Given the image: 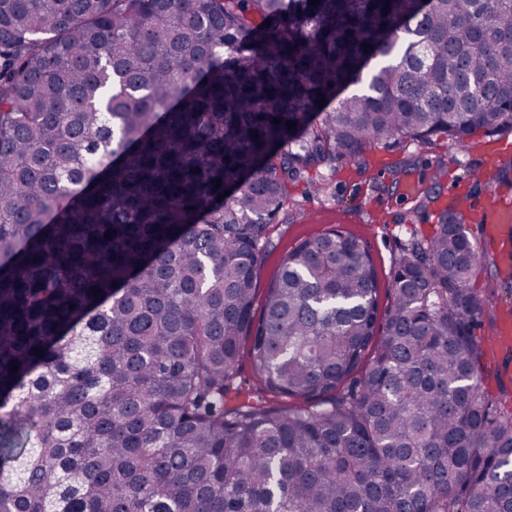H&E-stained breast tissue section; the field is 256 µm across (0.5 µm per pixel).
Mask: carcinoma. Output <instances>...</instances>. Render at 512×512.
Returning <instances> with one entry per match:
<instances>
[{"label": "carcinoma", "instance_id": "cac0c4a2", "mask_svg": "<svg viewBox=\"0 0 512 512\" xmlns=\"http://www.w3.org/2000/svg\"><path fill=\"white\" fill-rule=\"evenodd\" d=\"M309 2L0 0V512H512L457 204L384 310L332 229L253 313L308 168L512 128V0ZM230 397L231 403L262 400L279 407H290L297 404V401L292 398L272 395L265 390L261 380L252 369L247 349H244L238 362V369L232 380Z\"/></svg>", "mask_w": 512, "mask_h": 512}]
</instances>
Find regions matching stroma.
<instances>
[{
    "instance_id": "stroma-1",
    "label": "stroma",
    "mask_w": 512,
    "mask_h": 512,
    "mask_svg": "<svg viewBox=\"0 0 512 512\" xmlns=\"http://www.w3.org/2000/svg\"><path fill=\"white\" fill-rule=\"evenodd\" d=\"M447 165L449 185L442 190L450 199L454 189L467 190L479 200L495 191L512 199V175L502 176V167H512V129L477 132L470 147L460 150L446 138H434L419 146L400 139L388 140L368 149L362 157H346L328 165L309 169L307 179L288 183L284 206L269 224L267 242L257 282L265 290L282 259L303 240L331 229H338L363 240L371 254L379 283V304L389 303L388 288L394 261L410 234L428 235L434 230V213H419L412 222L399 225L396 215L413 209V196L401 193L381 195L375 188L378 168H409L408 180L418 183L428 179L436 160ZM473 286L485 303L482 341V389L497 409L512 413V335H503L512 324V270L502 265L480 272ZM232 401H267L279 407L293 406V399L267 392L254 373L248 355H241L232 380Z\"/></svg>"
}]
</instances>
